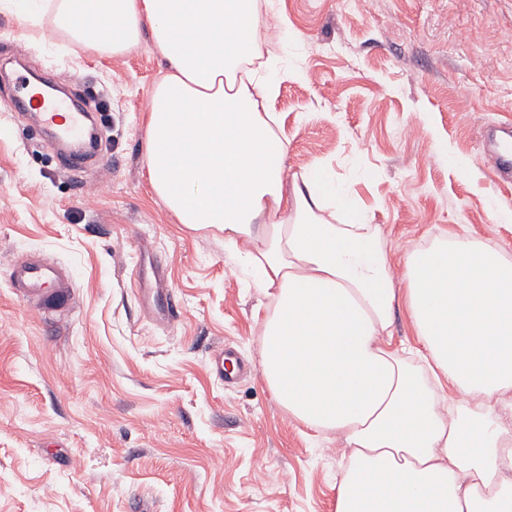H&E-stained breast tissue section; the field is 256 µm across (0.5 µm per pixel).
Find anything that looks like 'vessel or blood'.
Here are the masks:
<instances>
[{
    "instance_id": "vessel-or-blood-1",
    "label": "vessel or blood",
    "mask_w": 512,
    "mask_h": 512,
    "mask_svg": "<svg viewBox=\"0 0 512 512\" xmlns=\"http://www.w3.org/2000/svg\"><path fill=\"white\" fill-rule=\"evenodd\" d=\"M41 118L58 140L69 142L73 151L68 161L72 169L83 168L90 157H102L100 130L88 128L85 113L60 99H44ZM493 172L500 182L512 183V146L500 141L493 156ZM10 286L15 294L46 314L68 308L73 300V280L69 272L38 255H26L11 266ZM140 302L147 318L164 322L175 318L177 306L167 286L166 266L156 261L153 279L140 290Z\"/></svg>"
}]
</instances>
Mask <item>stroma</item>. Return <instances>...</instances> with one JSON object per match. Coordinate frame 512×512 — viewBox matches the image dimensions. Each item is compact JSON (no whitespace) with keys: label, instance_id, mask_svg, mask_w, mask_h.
<instances>
[{"label":"stroma","instance_id":"1","mask_svg":"<svg viewBox=\"0 0 512 512\" xmlns=\"http://www.w3.org/2000/svg\"><path fill=\"white\" fill-rule=\"evenodd\" d=\"M267 43L286 76L272 109L289 175L330 173L380 224L391 271L458 235L512 261V184L483 129L512 124V0H276ZM30 54L11 66L17 44ZM150 36L126 54L81 48L51 22L0 10V512H335L350 448L292 416L261 372H209L232 347L259 363L267 305L214 229L180 224L144 166ZM302 77H294V70ZM71 76L106 125L107 172H70L34 121L7 109L18 75ZM67 267L76 301L41 316L9 265ZM166 259L177 316L142 317L137 290Z\"/></svg>","mask_w":512,"mask_h":512}]
</instances>
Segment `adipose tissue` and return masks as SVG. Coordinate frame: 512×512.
<instances>
[{
	"mask_svg": "<svg viewBox=\"0 0 512 512\" xmlns=\"http://www.w3.org/2000/svg\"><path fill=\"white\" fill-rule=\"evenodd\" d=\"M30 26L52 14L82 48L121 56L150 32L165 73L145 164L179 222L223 231L271 310L266 384L294 417L344 435L336 512H512V262L454 236L405 255L397 290L379 225L322 168L286 181L267 106L281 72L262 47L275 0H0ZM343 213L344 223L331 216ZM404 303L434 377L391 341Z\"/></svg>",
	"mask_w": 512,
	"mask_h": 512,
	"instance_id": "1",
	"label": "adipose tissue"
}]
</instances>
